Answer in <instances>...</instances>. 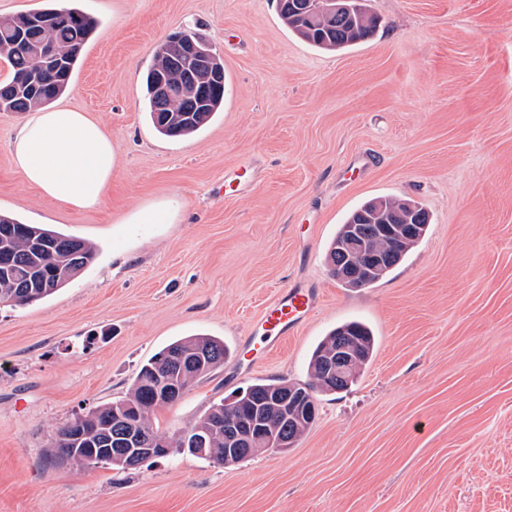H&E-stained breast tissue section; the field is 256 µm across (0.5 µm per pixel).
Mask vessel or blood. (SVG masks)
<instances>
[{"instance_id": "obj_1", "label": "vessel or blood", "mask_w": 512, "mask_h": 512, "mask_svg": "<svg viewBox=\"0 0 512 512\" xmlns=\"http://www.w3.org/2000/svg\"><path fill=\"white\" fill-rule=\"evenodd\" d=\"M316 305L311 289L296 285L280 292L259 317L255 329L266 349H275L285 336L295 334Z\"/></svg>"}]
</instances>
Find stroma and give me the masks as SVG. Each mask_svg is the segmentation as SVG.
Returning <instances> with one entry per match:
<instances>
[{
  "instance_id": "35a3bbf8",
  "label": "stroma",
  "mask_w": 512,
  "mask_h": 512,
  "mask_svg": "<svg viewBox=\"0 0 512 512\" xmlns=\"http://www.w3.org/2000/svg\"><path fill=\"white\" fill-rule=\"evenodd\" d=\"M98 26L61 104L88 112L119 162L102 204L26 187L0 112V213L95 245L74 281L0 307V512H512V0H366L382 24L312 47L277 0H74ZM224 59V108L202 130L153 127L144 77L172 33ZM251 176L227 197L241 164ZM380 196L431 222L385 278L344 287L326 253ZM167 224L149 219L154 208ZM317 305L270 355L244 346L285 288ZM357 320L371 362L317 396L293 448L227 466L182 453L133 470L53 461L56 429L127 396L141 364L195 334L220 368L153 417L189 428L258 380L310 381L316 343Z\"/></svg>"
}]
</instances>
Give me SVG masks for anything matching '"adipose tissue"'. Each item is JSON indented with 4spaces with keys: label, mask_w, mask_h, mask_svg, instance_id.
I'll use <instances>...</instances> for the list:
<instances>
[{
    "label": "adipose tissue",
    "mask_w": 512,
    "mask_h": 512,
    "mask_svg": "<svg viewBox=\"0 0 512 512\" xmlns=\"http://www.w3.org/2000/svg\"><path fill=\"white\" fill-rule=\"evenodd\" d=\"M23 182L57 204L96 207L112 181L118 150L88 113L59 105L30 112L10 141Z\"/></svg>",
    "instance_id": "1"
}]
</instances>
